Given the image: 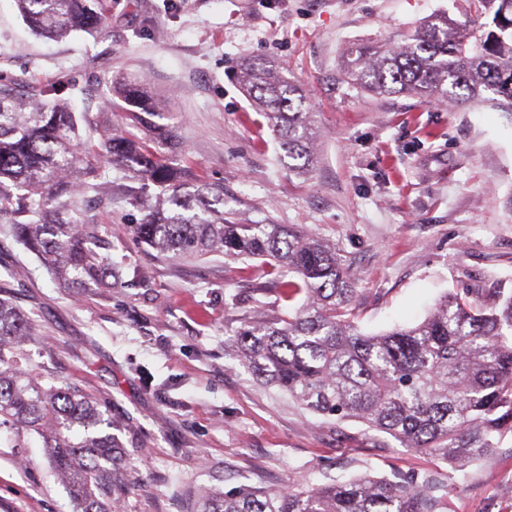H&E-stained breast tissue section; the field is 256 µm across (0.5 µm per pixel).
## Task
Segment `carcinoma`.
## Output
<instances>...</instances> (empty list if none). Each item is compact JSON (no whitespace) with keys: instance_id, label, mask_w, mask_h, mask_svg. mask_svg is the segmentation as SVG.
<instances>
[{"instance_id":"obj_1","label":"carcinoma","mask_w":512,"mask_h":512,"mask_svg":"<svg viewBox=\"0 0 512 512\" xmlns=\"http://www.w3.org/2000/svg\"><path fill=\"white\" fill-rule=\"evenodd\" d=\"M461 28L436 14L402 45L371 42L351 50L341 77L375 94H410L425 103L491 105L512 117V0H476ZM36 35L64 39L104 26L100 0H15ZM241 81L288 156L312 164L316 132L299 88L274 64L249 63ZM39 90L26 100L0 84V223L56 271L64 285L120 279L62 197L100 193L78 155L79 119L67 103ZM109 102L153 134L128 126L103 138V157L139 181L143 211L133 235L176 258L221 255L259 259L281 278L282 298L305 302L273 321L244 322L230 347L262 384L338 422L356 419L380 448L402 447L454 466L477 461L512 433V293L483 298L449 292L419 324L363 332L352 312L355 289L336 246L292 224H254L225 207L224 184L191 181L174 156L145 84L116 80ZM34 320L0 298V432L13 447L37 435L75 512H112V486L126 466L108 410L78 389L48 384L25 361ZM196 512H448V482L428 472L359 478L308 487L219 491Z\"/></svg>"}]
</instances>
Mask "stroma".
<instances>
[{"label": "stroma", "mask_w": 512, "mask_h": 512, "mask_svg": "<svg viewBox=\"0 0 512 512\" xmlns=\"http://www.w3.org/2000/svg\"><path fill=\"white\" fill-rule=\"evenodd\" d=\"M457 22L472 0H108L103 32L36 37L0 0V82L49 85L71 102L86 161L112 203L78 196L112 287H64L0 229V295L34 320L24 352L44 382L74 385L116 422L130 486L114 512H193L211 487L318 485L425 470L452 477L448 512H512V435L454 471L355 420L309 412L257 383L227 329L288 311L258 262L171 259L124 234L141 213L131 180L91 153L116 123L111 80L141 79L162 102L191 173L224 186L257 222L295 224L334 243L362 331L421 321L465 288L512 291V121L490 106L374 96L339 75L348 52L401 43L432 15ZM283 67L313 109V165L299 174L237 78L241 61ZM40 448L0 444V512H73Z\"/></svg>", "instance_id": "1"}]
</instances>
